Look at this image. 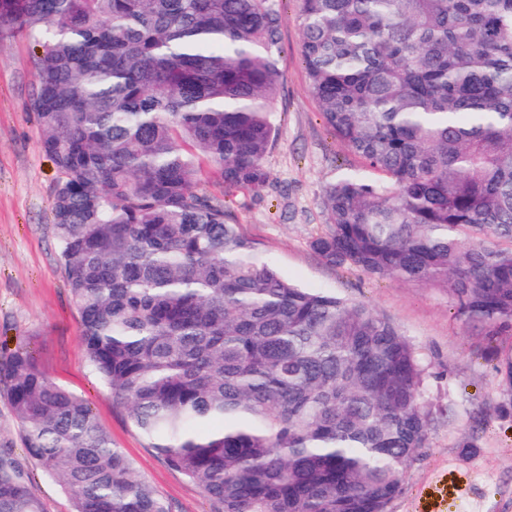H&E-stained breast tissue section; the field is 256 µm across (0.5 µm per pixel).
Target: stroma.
<instances>
[{
  "instance_id": "obj_1",
  "label": "stroma",
  "mask_w": 512,
  "mask_h": 512,
  "mask_svg": "<svg viewBox=\"0 0 512 512\" xmlns=\"http://www.w3.org/2000/svg\"><path fill=\"white\" fill-rule=\"evenodd\" d=\"M22 36H0V364L26 347L55 384L86 399L119 448L172 512H209L201 489L170 469L129 423L92 371L80 340V315L59 260L51 203L57 172L40 146L32 112L33 58ZM279 135L268 178L238 191L232 207L285 278L339 294L396 323L427 370L429 440L405 472L389 512H512V417L490 364L477 354L446 295L412 283L393 285L353 267L324 263L310 242L325 229V183L354 163L326 128L308 92L295 0L282 2L277 60ZM473 437L464 447L462 438Z\"/></svg>"
}]
</instances>
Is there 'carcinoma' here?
Segmentation results:
<instances>
[{"label": "carcinoma", "mask_w": 512, "mask_h": 512, "mask_svg": "<svg viewBox=\"0 0 512 512\" xmlns=\"http://www.w3.org/2000/svg\"><path fill=\"white\" fill-rule=\"evenodd\" d=\"M282 0H0L35 59L81 341L210 512H388L427 445L426 369L373 309L283 278L224 201L278 134ZM308 90L359 168L323 187L326 263L438 288L512 413V0H297ZM25 456L73 512H171L19 348L0 368ZM0 512H44L0 448Z\"/></svg>", "instance_id": "carcinoma-1"}]
</instances>
